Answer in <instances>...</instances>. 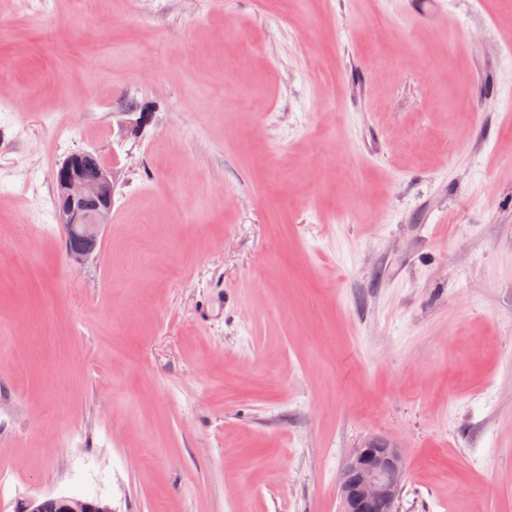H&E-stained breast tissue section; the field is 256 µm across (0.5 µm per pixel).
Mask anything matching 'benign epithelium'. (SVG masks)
Instances as JSON below:
<instances>
[{"label":"benign epithelium","instance_id":"obj_1","mask_svg":"<svg viewBox=\"0 0 512 512\" xmlns=\"http://www.w3.org/2000/svg\"><path fill=\"white\" fill-rule=\"evenodd\" d=\"M57 223L68 230L65 257L81 264L99 248V234L109 223L113 185L109 169L92 152L68 155L53 172ZM404 483L401 449L381 439H370L342 468L339 490L344 512H395ZM15 512H112L100 498L28 497L17 502Z\"/></svg>","mask_w":512,"mask_h":512}]
</instances>
